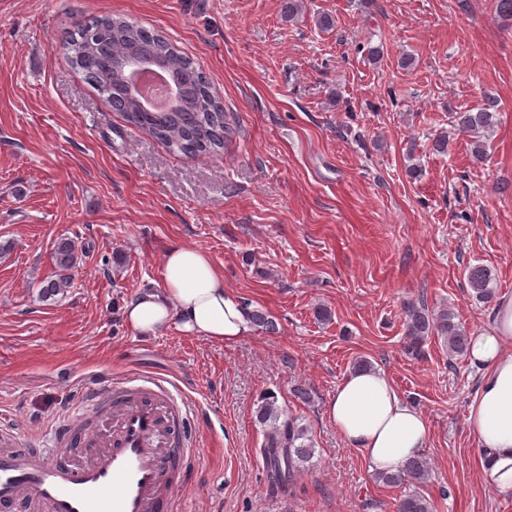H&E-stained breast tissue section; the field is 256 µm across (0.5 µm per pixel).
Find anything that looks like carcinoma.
I'll return each instance as SVG.
<instances>
[{
	"instance_id": "1",
	"label": "carcinoma",
	"mask_w": 512,
	"mask_h": 512,
	"mask_svg": "<svg viewBox=\"0 0 512 512\" xmlns=\"http://www.w3.org/2000/svg\"><path fill=\"white\" fill-rule=\"evenodd\" d=\"M62 50L65 61L106 96L112 110L124 113L133 126L164 140L184 155L216 153L224 149L234 133L222 99L213 93L200 66L167 38L134 20L104 15L77 21L66 32ZM141 57L162 63L177 85L181 108L150 112L140 106L130 91L125 66ZM451 123L458 132L474 138L473 161L483 163L487 158L483 137L498 123L496 102L488 100L480 107L455 111L451 113ZM53 262L56 274L41 283L40 294L46 300L70 287V271L80 262L74 242L69 239L57 242ZM467 279L478 301L494 300L491 274L486 268L467 269ZM403 315L405 347L409 353L419 354L426 340L435 335L444 339L451 353H468L470 336L463 326L454 322V315L448 309L432 310L419 300L406 303ZM256 416L263 427L261 452L271 485L291 490L297 473L314 454L308 429L298 417L286 415L272 394L264 397ZM429 476V463L422 454L409 459L396 472L377 474L386 485L412 487L395 504L396 512H431L430 503L419 491Z\"/></svg>"
}]
</instances>
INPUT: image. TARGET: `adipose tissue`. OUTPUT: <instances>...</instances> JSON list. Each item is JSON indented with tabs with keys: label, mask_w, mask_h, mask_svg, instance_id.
I'll return each instance as SVG.
<instances>
[{
	"label": "adipose tissue",
	"mask_w": 512,
	"mask_h": 512,
	"mask_svg": "<svg viewBox=\"0 0 512 512\" xmlns=\"http://www.w3.org/2000/svg\"><path fill=\"white\" fill-rule=\"evenodd\" d=\"M164 288L125 307L135 330L155 334L180 319L189 334L232 345L252 330L251 309L224 286V274L203 249L176 246L163 257ZM469 360L482 375L467 425L483 452L481 465L494 489L512 493V298L495 307L490 332L473 336ZM329 420L376 472H394L423 451L429 426L403 401L379 369L348 374L326 407Z\"/></svg>",
	"instance_id": "1"
}]
</instances>
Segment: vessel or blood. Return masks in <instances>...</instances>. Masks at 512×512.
<instances>
[{"label":"vessel or blood","mask_w":512,"mask_h":512,"mask_svg":"<svg viewBox=\"0 0 512 512\" xmlns=\"http://www.w3.org/2000/svg\"><path fill=\"white\" fill-rule=\"evenodd\" d=\"M82 404L54 438L93 448L85 461L0 438V512H174L200 456L185 433L196 407L156 373L88 383Z\"/></svg>","instance_id":"b4317fda"}]
</instances>
